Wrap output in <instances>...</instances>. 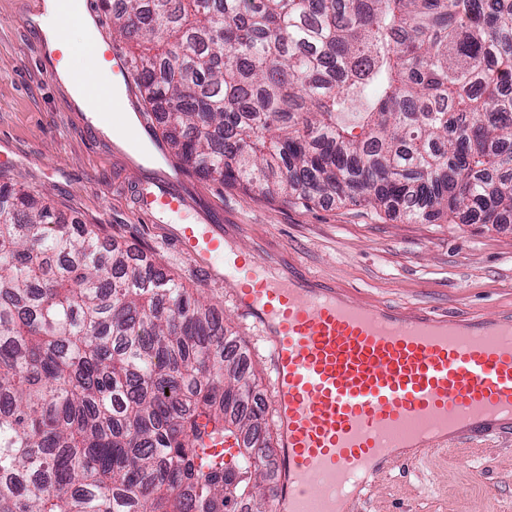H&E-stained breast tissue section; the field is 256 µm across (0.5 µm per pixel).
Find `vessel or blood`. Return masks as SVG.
<instances>
[{"label": "vessel or blood", "instance_id": "1", "mask_svg": "<svg viewBox=\"0 0 512 512\" xmlns=\"http://www.w3.org/2000/svg\"><path fill=\"white\" fill-rule=\"evenodd\" d=\"M40 53L51 72L70 68L79 84L89 68L126 77L132 71L105 36L85 50L84 69L75 66L66 34ZM86 122L111 126L135 151L152 137L143 118L133 139L118 113L94 112ZM191 205L179 173L160 168L138 182V212L164 223L192 269L233 282L236 308L267 343L280 448L270 512H337L379 465L392 462L397 430H408L425 457L437 439L467 443L512 427V322L412 315L338 297L302 271L278 274L274 256L243 255L212 213L200 210L194 222L180 223Z\"/></svg>", "mask_w": 512, "mask_h": 512}]
</instances>
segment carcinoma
I'll use <instances>...</instances> for the list:
<instances>
[{
	"instance_id": "carcinoma-1",
	"label": "carcinoma",
	"mask_w": 512,
	"mask_h": 512,
	"mask_svg": "<svg viewBox=\"0 0 512 512\" xmlns=\"http://www.w3.org/2000/svg\"><path fill=\"white\" fill-rule=\"evenodd\" d=\"M101 2L196 172L409 223L512 215V0ZM254 390L175 275L0 183V512H253Z\"/></svg>"
}]
</instances>
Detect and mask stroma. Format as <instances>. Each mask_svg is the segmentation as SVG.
<instances>
[{"instance_id": "35a3bbf8", "label": "stroma", "mask_w": 512, "mask_h": 512, "mask_svg": "<svg viewBox=\"0 0 512 512\" xmlns=\"http://www.w3.org/2000/svg\"><path fill=\"white\" fill-rule=\"evenodd\" d=\"M36 0H0V174L48 196L66 219L144 251L191 294L208 300L246 349L264 402L269 351L232 300L231 283L190 269L150 217L137 212L136 180L113 142L87 132L65 85L37 57L30 26ZM193 195L224 214V233L243 251L276 254L363 305L460 318L512 315V219L483 224L461 210L410 224L365 205L244 194L187 171ZM357 512H512V434L463 444L429 463L402 459L362 492Z\"/></svg>"}]
</instances>
